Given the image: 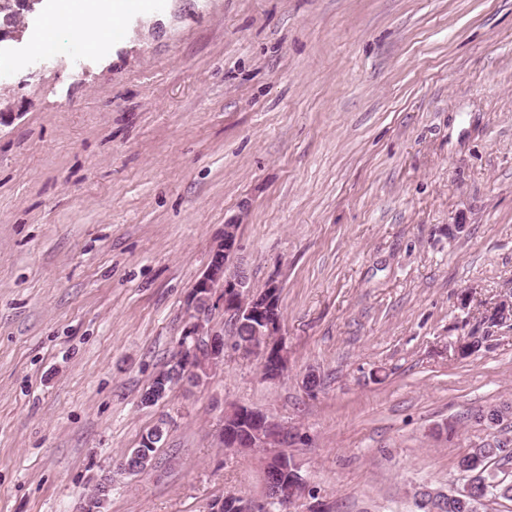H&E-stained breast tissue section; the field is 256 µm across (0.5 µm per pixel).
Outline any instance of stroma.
Here are the masks:
<instances>
[{
  "instance_id": "stroma-1",
  "label": "stroma",
  "mask_w": 512,
  "mask_h": 512,
  "mask_svg": "<svg viewBox=\"0 0 512 512\" xmlns=\"http://www.w3.org/2000/svg\"><path fill=\"white\" fill-rule=\"evenodd\" d=\"M55 3L0 40V512H73L162 419L108 512L260 497L233 405L296 433L330 512L462 487L469 412L512 403V326L483 322L512 296V0H132L100 48L74 11L33 54ZM228 223L282 285L288 374L229 347L144 406ZM167 430L166 428H163V433L157 436H160L157 441H155V444L157 445V448H144L145 450L141 452V450H138L135 457H133L135 451L137 448H131L128 451L126 462L130 466V470H128L126 467L119 466V470H113V477L112 472L110 474L109 480L112 483L114 481V475H127V476H134L138 475L140 473L145 472L149 468L152 467L153 461L155 459L156 453L160 449V446L164 444L166 437H167Z\"/></svg>"
}]
</instances>
